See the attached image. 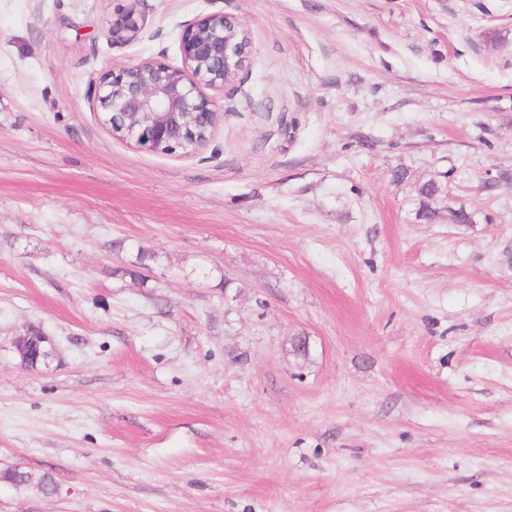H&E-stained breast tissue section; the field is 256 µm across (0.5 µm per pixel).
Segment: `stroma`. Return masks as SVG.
I'll return each mask as SVG.
<instances>
[{"label":"stroma","mask_w":512,"mask_h":512,"mask_svg":"<svg viewBox=\"0 0 512 512\" xmlns=\"http://www.w3.org/2000/svg\"><path fill=\"white\" fill-rule=\"evenodd\" d=\"M117 4L0 0V471L60 486L0 512H512V0ZM220 10L214 140L113 139L91 80ZM112 13L108 33L114 45H129L141 41L147 33V22L141 10L143 0H120Z\"/></svg>","instance_id":"stroma-1"}]
</instances>
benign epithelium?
Listing matches in <instances>:
<instances>
[{
    "mask_svg": "<svg viewBox=\"0 0 512 512\" xmlns=\"http://www.w3.org/2000/svg\"><path fill=\"white\" fill-rule=\"evenodd\" d=\"M143 0H122L108 33L114 45L142 40ZM180 63L144 58L93 80L96 112L112 138L174 157L205 149L224 123L219 98L248 67L252 40L245 21L204 12L180 26Z\"/></svg>",
    "mask_w": 512,
    "mask_h": 512,
    "instance_id": "obj_1",
    "label": "benign epithelium"
}]
</instances>
